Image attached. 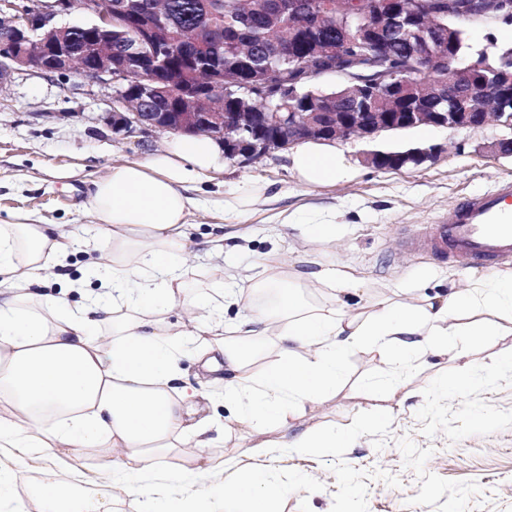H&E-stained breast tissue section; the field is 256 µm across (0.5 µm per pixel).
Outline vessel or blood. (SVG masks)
Segmentation results:
<instances>
[{"instance_id": "obj_1", "label": "vessel or blood", "mask_w": 512, "mask_h": 512, "mask_svg": "<svg viewBox=\"0 0 512 512\" xmlns=\"http://www.w3.org/2000/svg\"><path fill=\"white\" fill-rule=\"evenodd\" d=\"M406 246L467 265H493L512 257V181L462 200L441 223L409 239Z\"/></svg>"}]
</instances>
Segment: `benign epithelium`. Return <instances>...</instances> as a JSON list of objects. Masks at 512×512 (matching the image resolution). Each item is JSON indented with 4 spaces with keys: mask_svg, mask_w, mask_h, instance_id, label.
I'll use <instances>...</instances> for the list:
<instances>
[{
    "mask_svg": "<svg viewBox=\"0 0 512 512\" xmlns=\"http://www.w3.org/2000/svg\"><path fill=\"white\" fill-rule=\"evenodd\" d=\"M28 9L14 5V0H0V89L13 73L29 70L42 75L78 72L103 84H139L133 94L118 92L112 96V107L104 120L113 131L133 134L154 130L176 135H200L214 139L224 147V158L231 161H255L275 150H285L305 142H333L336 140H372L381 132L401 131L421 125L453 130L477 129L490 122L502 134L485 146L498 156H512V72L493 71L487 61L461 67L457 55L449 51H432L420 45L407 43L406 53L422 69L428 61L438 66L443 78L435 89L437 99L452 98L458 111L437 112L425 101L415 112H378L381 93L366 97L359 78L339 69L349 86L336 95V101L351 100L344 112H250L246 104L249 95L237 98L238 108L224 110V93L241 87L236 81H224V74L214 77L211 86L198 83L178 87L154 86L138 83V76L158 67L156 56L148 51L152 46L154 29L147 27L138 44L116 58L112 53V0H25ZM448 10L442 12L430 0H418L407 12L401 0H373V8L380 19L376 26H365L359 36L376 46L386 40L388 26L406 25L416 32L425 22H433L445 29L442 17H461L464 10L457 0H446ZM79 9L93 17L84 26L60 25L55 18ZM502 15H512V0H485V22ZM87 38L77 44L75 33ZM339 46L318 41L313 54L319 59L334 62ZM178 99L171 112H151L149 108L160 97ZM440 148L429 146L397 153L373 150L362 154L365 164L379 168L385 162L401 159L416 164L434 159Z\"/></svg>",
    "mask_w": 512,
    "mask_h": 512,
    "instance_id": "7a95c632",
    "label": "benign epithelium"
}]
</instances>
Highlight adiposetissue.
Wrapping results in <instances>:
<instances>
[{"mask_svg":"<svg viewBox=\"0 0 512 512\" xmlns=\"http://www.w3.org/2000/svg\"><path fill=\"white\" fill-rule=\"evenodd\" d=\"M220 152L208 137L182 135L145 161L113 165L89 190L90 237L28 215L0 224V448L55 457L90 448L110 456L139 512H162L140 476L164 470V459L181 448L186 466L164 470L166 478L194 475L210 496L213 467L201 449L234 431L285 423L291 412L335 395L353 353L390 351L405 370L427 352L512 336V273L415 305L390 296L363 300L358 281L332 269L285 273L276 265L247 290L196 293L178 270L191 245L187 218L203 205L190 184L215 168ZM291 166L313 185L350 175L342 157L318 146L296 152ZM78 245L105 254L101 293L70 302L69 293H83L85 284L68 278L60 293L42 292ZM311 286L329 290L331 301L301 304L300 289ZM186 301L208 321L172 322V308ZM229 304L248 310L230 340ZM188 347L223 387L226 416L194 419L205 396L181 375ZM283 493L276 482L251 476L225 484L223 509L268 512ZM37 500L38 512H112L111 492L82 495L69 482L48 483Z\"/></svg>","mask_w":512,"mask_h":512,"instance_id":"adipose-tissue-1","label":"adipose tissue"}]
</instances>
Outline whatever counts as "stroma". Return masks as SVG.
Masks as SVG:
<instances>
[{
  "label": "stroma",
  "mask_w": 512,
  "mask_h": 512,
  "mask_svg": "<svg viewBox=\"0 0 512 512\" xmlns=\"http://www.w3.org/2000/svg\"><path fill=\"white\" fill-rule=\"evenodd\" d=\"M112 95V86L77 73L21 71L0 89V224L28 213L92 234L85 208L90 180L112 165L145 160L169 140L157 132H113L103 119ZM500 133L492 123L461 131L419 126L369 142L338 140L332 148L351 177L333 185L298 180L288 149L248 164L220 159L197 184L212 204L189 218L194 247L180 271L205 292L216 286L215 268L242 282L271 260L304 271L336 265L362 283L369 299L399 288L421 298L465 287L485 268L439 261L406 250L405 242L462 199L512 180V157L485 150ZM430 145L441 147L437 158L398 170L361 160L370 150ZM249 185L264 187L259 204L242 213L217 207ZM285 211L292 223H282ZM315 224L331 225V236H314ZM216 236L224 239L220 254L205 245ZM386 377L383 357L352 354L335 396L289 418L287 429L266 427L264 448L231 435L223 447L205 449L216 481L265 474L286 490L273 512H512V336L424 356L379 413L369 389ZM353 419L363 423L359 436L327 451L290 448L282 438ZM16 469L21 477L7 496L26 512H35L36 493L56 477L81 490L111 491L114 512L137 510L118 477L86 449L62 462L22 448L1 450L0 471Z\"/></svg>",
  "instance_id": "35a3bbf8"
}]
</instances>
